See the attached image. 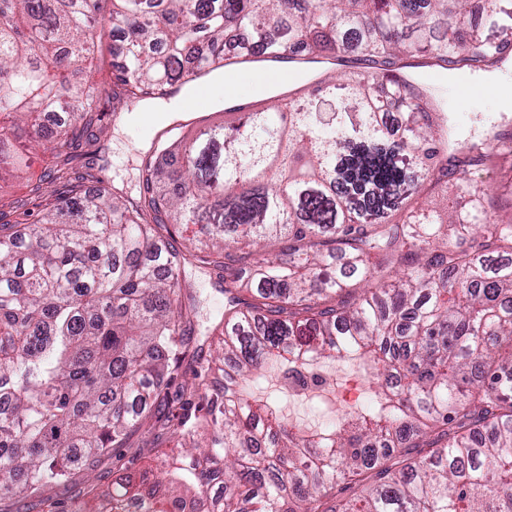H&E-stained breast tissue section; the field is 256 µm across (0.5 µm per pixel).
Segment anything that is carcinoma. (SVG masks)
Listing matches in <instances>:
<instances>
[{
  "label": "carcinoma",
  "mask_w": 512,
  "mask_h": 512,
  "mask_svg": "<svg viewBox=\"0 0 512 512\" xmlns=\"http://www.w3.org/2000/svg\"><path fill=\"white\" fill-rule=\"evenodd\" d=\"M481 3L476 17L471 0H0V175L28 166L19 121L51 157L48 187L0 210V504L94 470L143 426L155 448L210 427L156 456L162 494L115 481L49 512H512V197L468 177L512 157V127L452 146L448 113L399 65L505 62L512 0ZM108 28L112 88L70 86ZM298 46L336 60L352 48L377 81L321 78L162 138L138 194L109 186L111 109L170 97L229 56ZM441 182L463 207L420 201ZM162 227L211 252L167 249ZM282 236L287 248L250 261ZM196 262L227 298L222 391L209 364L175 385ZM324 359L356 365L375 393L331 431L288 421L246 382L263 369L297 394L322 389Z\"/></svg>",
  "instance_id": "1"
}]
</instances>
